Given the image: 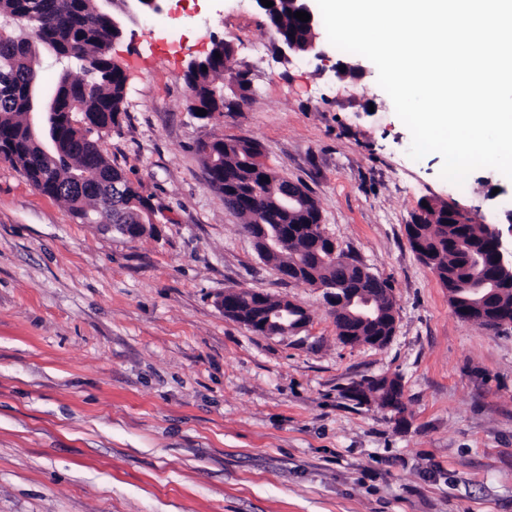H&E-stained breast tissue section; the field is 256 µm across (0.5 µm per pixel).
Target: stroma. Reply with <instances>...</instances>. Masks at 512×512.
I'll list each match as a JSON object with an SVG mask.
<instances>
[{"label":"stroma","instance_id":"stroma-1","mask_svg":"<svg viewBox=\"0 0 512 512\" xmlns=\"http://www.w3.org/2000/svg\"><path fill=\"white\" fill-rule=\"evenodd\" d=\"M244 87L197 118L183 72L213 38ZM267 54L256 58L255 43ZM284 57L255 0H168L111 54L127 75L97 140L156 210L137 240L81 223L0 160V512H512V327L459 319L407 239L422 200L504 222L512 180L408 158L411 135L365 57L317 38ZM258 143L322 229L394 295L382 347L345 345L322 291L281 280L196 150ZM239 287L310 316L264 336L216 301ZM399 376L401 419L353 382Z\"/></svg>","mask_w":512,"mask_h":512}]
</instances>
